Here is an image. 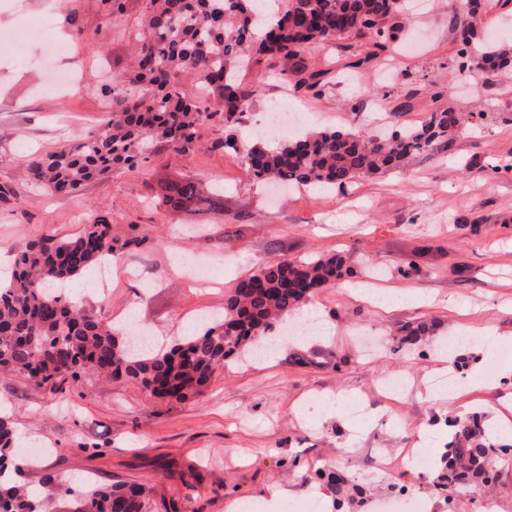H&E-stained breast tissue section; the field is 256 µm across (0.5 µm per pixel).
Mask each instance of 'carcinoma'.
<instances>
[{"label": "carcinoma", "mask_w": 512, "mask_h": 512, "mask_svg": "<svg viewBox=\"0 0 512 512\" xmlns=\"http://www.w3.org/2000/svg\"><path fill=\"white\" fill-rule=\"evenodd\" d=\"M266 0H147L145 28L131 69L113 76L103 89L109 106L101 128L75 147H62L26 164V180L53 195H76L90 179L118 168L134 170L158 145L180 152L207 125L214 149L242 152L255 178L315 189L343 187L360 176L402 168L410 159L448 152L466 125L465 116L440 107L418 125L392 123L384 136L361 131H302L274 148L238 139L261 86L246 88L238 78L257 53L268 69L295 85L316 89L318 74H305L304 53L314 43L346 36L366 40L371 51L350 63L360 68L399 30L406 0H278L269 18ZM479 3L459 20L461 59L479 58L482 73L497 76L512 68V48L476 38ZM196 77L201 95L190 96L179 78ZM166 203L200 214L224 211V192L196 181L168 188ZM130 245L112 238L109 218L98 215L76 237L44 234L0 276V369L38 383L87 375L138 381L150 395L184 400L202 392L230 361L266 345L280 346L288 317L312 295L338 281L341 254L307 262L286 258L265 264L240 280L224 299V313L210 318L169 347L143 349L121 329L88 311L67 294L75 279ZM426 323L404 324L397 348L429 335ZM450 440L442 454L437 487L467 497L493 488L512 464L511 444L490 434L487 415L448 420ZM19 444L10 416L0 414V512H148L152 489L141 483L94 485L87 481L60 504L55 491L34 495L16 479Z\"/></svg>", "instance_id": "1"}]
</instances>
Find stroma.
I'll return each instance as SVG.
<instances>
[{
	"label": "stroma",
	"instance_id": "35a3bbf8",
	"mask_svg": "<svg viewBox=\"0 0 512 512\" xmlns=\"http://www.w3.org/2000/svg\"><path fill=\"white\" fill-rule=\"evenodd\" d=\"M48 0H0V33L25 18L42 23L48 39L66 43L76 85L62 95L36 93L51 66L39 42L25 54L0 50V273L26 244L46 233L78 234L93 211L107 214L114 238L128 244L124 268L105 295L81 278L73 286L88 311L121 325L151 326L159 344L206 311H221L236 283L277 258L295 262L335 253L349 256L339 284L311 299L332 323L328 336H307L260 362L232 363L202 394L186 400L146 395L138 383L85 380L39 384L0 373L6 408L30 455L21 478L38 494L45 475L100 483L155 486L151 512H283L318 501L322 512H371L370 502L398 497L397 471L386 469L400 449L438 457L439 445L418 435L446 436L444 418L488 411L512 430V358L499 365V385L485 383L484 365L512 350V71L486 82L458 74L455 22L461 0H420L394 47L356 73L346 65L362 44L311 46L309 71L321 93L294 89L266 62L251 63L242 82L263 84L246 129L267 144L284 133L263 125L269 104L286 99L308 115L307 129L370 132L398 119L415 125L436 105L471 114L445 159L410 160L403 171L358 178L329 192L282 191L257 180L237 154L211 149L201 127L186 151L152 153L142 168L117 169L73 197L33 191L20 166L33 153L75 145L106 116L103 79L127 70L142 30L145 0H74L76 23L48 10ZM478 36L512 40V0H484ZM444 88L434 101L432 88ZM185 179L224 189V210L200 214L164 202L168 185ZM424 320L434 334L400 353L391 339L404 323ZM490 329L494 347L463 345L466 395L447 397L427 386L444 372L438 347L449 336ZM377 352L362 356L358 331ZM318 351L316 362L291 363ZM406 376L410 391L388 420H350L344 396L382 406V382ZM340 468L358 498L341 510L317 471Z\"/></svg>",
	"mask_w": 512,
	"mask_h": 512
}]
</instances>
